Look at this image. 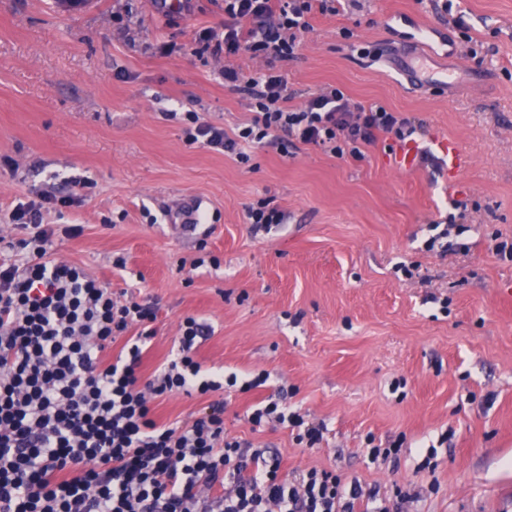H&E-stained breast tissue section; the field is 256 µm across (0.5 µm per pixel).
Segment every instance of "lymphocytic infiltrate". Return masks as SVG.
I'll return each mask as SVG.
<instances>
[{
    "label": "lymphocytic infiltrate",
    "instance_id": "1",
    "mask_svg": "<svg viewBox=\"0 0 512 512\" xmlns=\"http://www.w3.org/2000/svg\"><path fill=\"white\" fill-rule=\"evenodd\" d=\"M342 2L224 0L223 32L205 31L198 42L228 59L247 52L265 61L248 79L224 69L225 86L248 94L254 117L230 134L187 112L185 142L237 153L242 143L284 148L295 140L361 161L380 137L406 142L423 133L422 120L352 105L335 87L292 106L277 65L297 59L312 11L334 14ZM237 155L247 162V154ZM41 209L30 201L10 211V222L27 235L10 242L13 257L0 263V512H391V499H408L404 489L388 498L325 469L282 473L280 457L225 435L220 401L192 422H157L149 397L249 390L269 375L242 382L203 369L195 358L201 326L187 317L176 359L141 382L155 308L114 299L109 283L50 258L54 231L40 223ZM117 342L119 354L105 359ZM247 419L289 428L307 448L325 431L275 400Z\"/></svg>",
    "mask_w": 512,
    "mask_h": 512
}]
</instances>
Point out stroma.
Masks as SVG:
<instances>
[{
	"instance_id": "obj_1",
	"label": "stroma",
	"mask_w": 512,
	"mask_h": 512,
	"mask_svg": "<svg viewBox=\"0 0 512 512\" xmlns=\"http://www.w3.org/2000/svg\"><path fill=\"white\" fill-rule=\"evenodd\" d=\"M389 15L449 29L458 57L427 41L419 49L476 69L470 84L410 89L391 66L387 47L401 35L386 28ZM309 22L298 59L281 66L294 105L331 86L353 104L423 120L411 164L388 137L362 161L265 147L244 165L187 145L179 113L228 131L253 117L248 96L225 88L224 65L253 76L264 62L191 46L199 31H223L224 0H186L170 14L156 0H0V259L19 236L8 222L18 202L84 181L73 205L43 211L50 254L114 294L157 303L142 379L173 359L187 316L203 327V367L269 375L250 391L156 399V419L190 421L217 399L227 434L279 454L285 472L326 468L383 493L403 487L417 498L401 512H512V260L491 251L512 241V0H454L448 12L442 0H360ZM165 42L176 52L160 54ZM448 139L469 158L454 184L439 149ZM189 198L206 211L185 234L173 217ZM260 198L284 210V224H247ZM456 198L468 202L462 234L427 251ZM75 224L80 233L65 236ZM119 257L125 270L112 265ZM278 393L325 422L319 445L252 427L248 412ZM370 434L405 436L399 462L371 464Z\"/></svg>"
}]
</instances>
